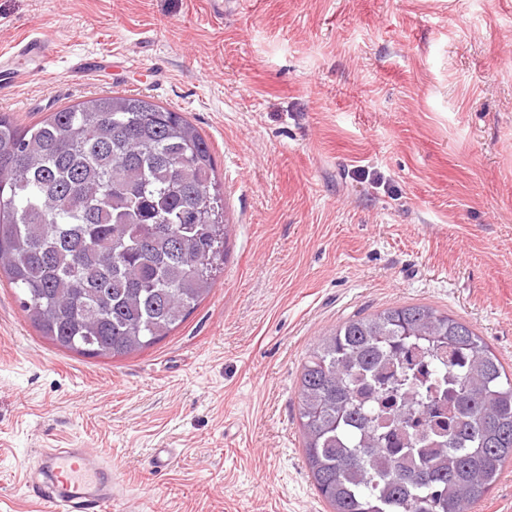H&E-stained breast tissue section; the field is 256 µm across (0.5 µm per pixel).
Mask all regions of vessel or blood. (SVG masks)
<instances>
[{"mask_svg":"<svg viewBox=\"0 0 512 512\" xmlns=\"http://www.w3.org/2000/svg\"><path fill=\"white\" fill-rule=\"evenodd\" d=\"M58 50L42 37L21 38L13 53L0 54V97L10 94ZM34 495L54 512H111L112 464L84 448H51L32 466Z\"/></svg>","mask_w":512,"mask_h":512,"instance_id":"obj_1","label":"vessel or blood"}]
</instances>
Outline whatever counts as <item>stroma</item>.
I'll use <instances>...</instances> for the list:
<instances>
[{
	"instance_id": "obj_1",
	"label": "stroma",
	"mask_w": 512,
	"mask_h": 512,
	"mask_svg": "<svg viewBox=\"0 0 512 512\" xmlns=\"http://www.w3.org/2000/svg\"><path fill=\"white\" fill-rule=\"evenodd\" d=\"M27 35L60 52L0 112L184 113L231 230L209 296L127 357L55 346L0 284V512H48L27 484L47 448L108 459L112 512H328L296 384L355 315L437 307L512 368V0H0V47ZM106 50L111 71L70 75Z\"/></svg>"
}]
</instances>
